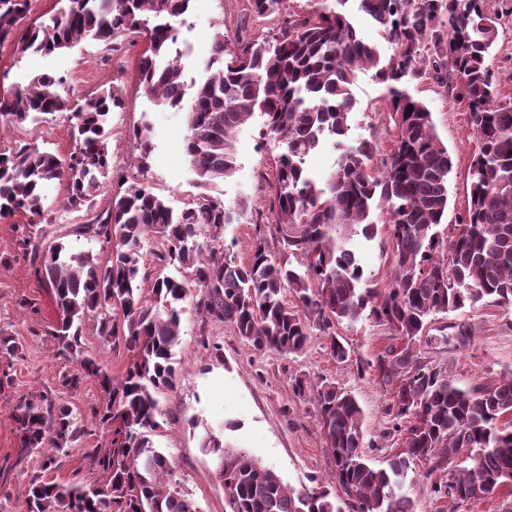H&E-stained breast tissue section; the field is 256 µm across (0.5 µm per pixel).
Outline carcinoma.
<instances>
[{
  "label": "carcinoma",
  "mask_w": 512,
  "mask_h": 512,
  "mask_svg": "<svg viewBox=\"0 0 512 512\" xmlns=\"http://www.w3.org/2000/svg\"><path fill=\"white\" fill-rule=\"evenodd\" d=\"M59 2L48 21L22 31L29 0H3L0 46H13L22 58L69 50L87 38L117 51L140 36L146 48L139 84L156 104L186 111L187 153L202 192L175 210L140 179L152 151V128L143 124L132 130L139 174H117L108 208L70 231L100 243L106 258L73 252L62 242L19 239L18 249L40 266L58 310L47 336L67 362L59 385L74 391L97 380L104 402L94 417L112 427V447L88 452L109 474L105 486L61 485L44 471L88 435L86 424L55 392L18 396L14 420L22 452L43 457L42 472L22 494L27 512H98L101 497L108 512H202L153 441L161 427L158 396L175 385L184 303L194 291L198 311L231 324L256 351L299 357L311 336L325 337L337 362H353L358 375L371 373L391 386L388 431L404 434V448L387 467L373 466L362 451L356 398L334 382L297 376L295 392L314 396L338 493L298 492L247 451L224 450L211 438L206 447L224 453L229 512H415L403 488L417 462L424 463L436 498L471 505L503 492L501 512H512V374L462 385L420 350L470 342L466 321L431 328L439 314L489 301L512 306V98L498 95L487 64L501 21L512 17V0L493 8L488 0H317L311 15L290 12L289 0H249L256 18L282 15L284 27L274 37L261 31L232 45L219 20L197 84L186 83L179 55L171 54L191 0ZM357 11L379 27L388 53L363 40ZM427 67L452 97L466 102L477 141L465 216L446 236L437 227L448 211L453 159L432 112L407 90L408 79ZM369 70L385 87L393 129V147L379 167L371 165L372 142L343 141L357 104L353 86ZM61 85L44 74L0 97L1 125L60 114L73 142L66 157L29 144L0 149V221L22 211L30 224L49 223L53 185L61 191L59 204L90 208L101 179L114 171L106 125L122 98L111 86L81 101L62 95ZM257 112L265 117L261 135L282 151L274 165L276 207L268 215L255 211L251 223L273 225L278 247L270 249L259 236L241 263L224 254V226L239 221L246 203L228 207L209 188L234 173L235 134ZM328 142L339 155L327 178L316 180L307 160ZM378 210L393 244V278L383 289L363 286L352 238L358 231L368 241L376 236ZM148 236L162 246L160 261L190 275L151 281L141 274ZM92 313L98 335L131 354L119 377L85 353L83 321ZM365 314L400 341L371 363L336 332ZM19 349L14 337L0 334L1 359Z\"/></svg>",
  "instance_id": "obj_1"
}]
</instances>
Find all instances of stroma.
I'll list each match as a JSON object with an SVG mask.
<instances>
[{"mask_svg":"<svg viewBox=\"0 0 512 512\" xmlns=\"http://www.w3.org/2000/svg\"><path fill=\"white\" fill-rule=\"evenodd\" d=\"M185 19L180 43L189 49L184 59L185 76L189 79L197 75L195 61L209 54L216 21H223L224 34L230 40L253 34L255 25L248 0H192ZM144 48L140 41L115 53L103 43L87 40L66 52L50 56L29 54L19 59L12 46L6 45L0 47V92L27 84L41 74L62 78L63 91L83 97L115 86L124 106L108 119L114 168L131 173L139 151L130 132L134 126L150 122L153 150L144 180L155 194L179 209L199 191L185 153V114L154 106L144 95L137 79ZM488 63L501 95L512 97L511 21L500 27ZM408 90L431 110L437 134L453 158L448 212L443 219L444 224L450 225L464 213L469 200V165L475 149V140L468 132L469 114L465 103L449 96L433 76L412 81ZM384 93L383 85L371 72L359 75L354 87L357 108L350 130L351 141L371 140L383 154L393 145V131L383 113ZM263 122V116L254 115L235 136V172L214 187L226 204L243 200L249 209L263 211L270 206L274 197L270 179L278 150L273 144L262 142ZM19 141L63 156L72 148L60 122L0 126V146ZM85 220L84 211L64 208L56 211L52 223L34 225L33 232L48 244L62 240L75 252H100L99 243L70 233L73 225ZM25 223L21 214L0 223V329L7 330L22 345L12 361L11 386L0 388V512H16L24 485L34 472L42 470L40 455L21 452L13 420L16 397L57 392L87 422L103 401L95 380L84 381L73 392L59 386L61 362L54 355L52 342L45 337L47 328L57 322L58 311L40 274L18 254L17 229ZM391 250L392 244L382 230L372 241L362 242L360 260L369 287L389 285L393 276ZM460 319L475 329L471 343L458 350L426 347L423 356L447 366L449 374L463 384H486L512 372V309L488 303L438 317L437 323L443 326ZM336 331L365 361L374 360L394 342L387 326L369 317L340 324ZM84 342L86 350L110 374H122L130 355L97 335L95 318L85 320ZM175 359L178 377L174 389L159 397L161 427L153 440L170 456L176 479L197 500L202 512L227 510L221 456L205 446L212 435L225 447L244 449L297 491L331 482L334 462L318 425L316 404L293 390L298 376L314 382L333 381L355 396L364 411V451L374 465L385 466L403 446L400 435L386 431L392 400L389 386L374 376H358L354 364L336 362L322 336L311 337L306 352L297 358L260 354L243 342L230 324L202 317L190 308L183 316L182 340ZM111 441V429L94 428L92 436L86 437L80 447L71 449L57 466L46 471L48 477L63 484L104 485L105 473L91 463L87 452L110 447ZM423 470V464H416L404 487L416 512H500L501 498L497 495L468 509L436 499Z\"/></svg>","mask_w":512,"mask_h":512,"instance_id":"35a3bbf8","label":"stroma"}]
</instances>
